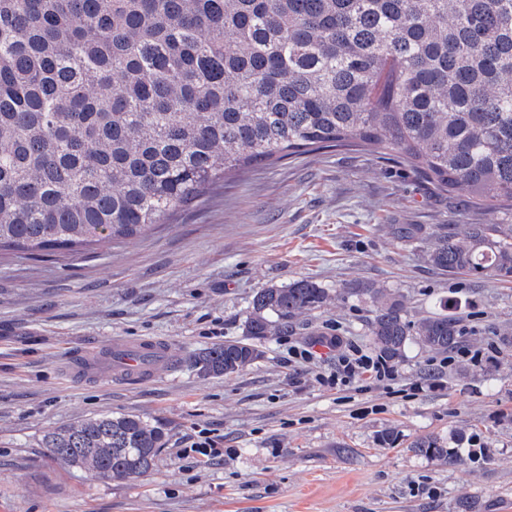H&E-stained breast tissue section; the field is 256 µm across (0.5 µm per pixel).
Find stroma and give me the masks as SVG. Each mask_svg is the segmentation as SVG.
<instances>
[{
    "label": "stroma",
    "mask_w": 512,
    "mask_h": 512,
    "mask_svg": "<svg viewBox=\"0 0 512 512\" xmlns=\"http://www.w3.org/2000/svg\"><path fill=\"white\" fill-rule=\"evenodd\" d=\"M463 223L512 227V210L469 208L382 151L342 147L228 175L110 250L0 254V512H512V280L428 259L429 236ZM399 224L428 237L402 239ZM301 279L329 299L261 340L263 358L230 377L191 368L199 350L243 339L257 291ZM369 285L412 319L457 307L463 346L493 347L492 360L443 369V352L413 343L392 382L321 386L288 346L337 334L373 352ZM119 336L168 342L172 365L137 385L70 372ZM317 351L335 366V350ZM105 412L169 422L152 473L102 480L41 447L44 430ZM202 431L223 460L201 463ZM429 437L459 464L415 449Z\"/></svg>",
    "instance_id": "obj_1"
}]
</instances>
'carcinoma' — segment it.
I'll return each instance as SVG.
<instances>
[{
    "label": "carcinoma",
    "mask_w": 512,
    "mask_h": 512,
    "mask_svg": "<svg viewBox=\"0 0 512 512\" xmlns=\"http://www.w3.org/2000/svg\"><path fill=\"white\" fill-rule=\"evenodd\" d=\"M346 146L384 150L473 209H512V0H0V251L119 245L228 172ZM429 260L512 278V230L451 224ZM363 292L384 361L460 345L461 315L409 321L387 289ZM327 297L310 280L259 290L245 339L190 366L243 371L256 341ZM168 437L161 418L109 412L41 443L126 481Z\"/></svg>",
    "instance_id": "carcinoma-1"
}]
</instances>
